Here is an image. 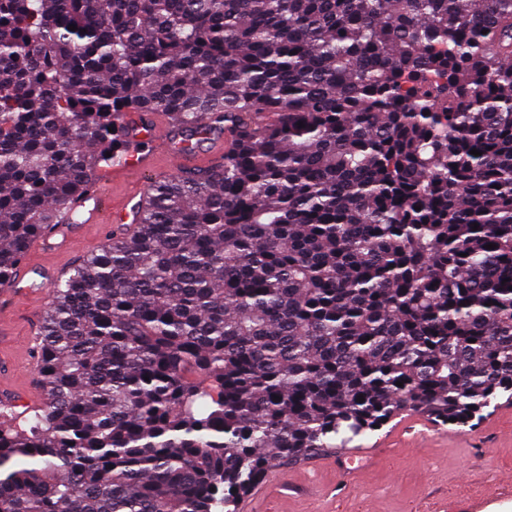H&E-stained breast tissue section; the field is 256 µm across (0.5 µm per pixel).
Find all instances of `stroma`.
<instances>
[{"instance_id":"35a3bbf8","label":"stroma","mask_w":512,"mask_h":512,"mask_svg":"<svg viewBox=\"0 0 512 512\" xmlns=\"http://www.w3.org/2000/svg\"><path fill=\"white\" fill-rule=\"evenodd\" d=\"M104 224L85 225L81 253H32L33 262L71 267L81 254L96 251L107 237ZM48 296L31 302L0 296V389L23 392L31 380L34 345L28 325L48 307ZM388 438L368 478L343 473L322 452L281 466L279 487L242 497L252 512H444L448 503L488 500L487 512H512V490L501 488L512 474V411L491 410L475 425H443L406 411L362 439V446Z\"/></svg>"}]
</instances>
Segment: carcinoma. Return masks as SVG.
Instances as JSON below:
<instances>
[{
    "label": "carcinoma",
    "mask_w": 512,
    "mask_h": 512,
    "mask_svg": "<svg viewBox=\"0 0 512 512\" xmlns=\"http://www.w3.org/2000/svg\"><path fill=\"white\" fill-rule=\"evenodd\" d=\"M153 112L224 163L50 286L0 512H230L512 399V0H0V285Z\"/></svg>",
    "instance_id": "1"
}]
</instances>
